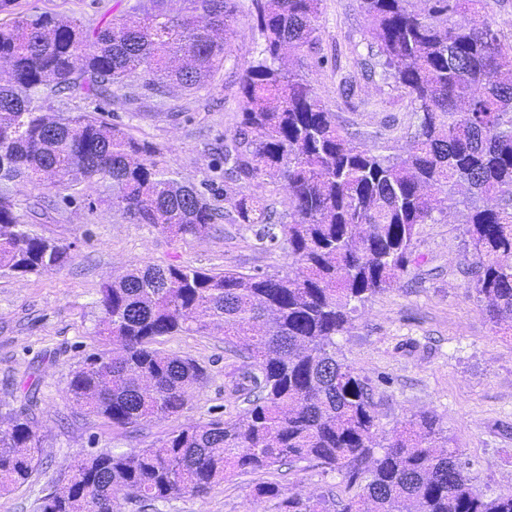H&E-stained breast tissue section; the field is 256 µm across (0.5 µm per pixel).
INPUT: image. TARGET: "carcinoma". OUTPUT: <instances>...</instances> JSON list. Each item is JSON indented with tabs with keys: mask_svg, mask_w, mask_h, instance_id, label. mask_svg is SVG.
<instances>
[{
	"mask_svg": "<svg viewBox=\"0 0 512 512\" xmlns=\"http://www.w3.org/2000/svg\"><path fill=\"white\" fill-rule=\"evenodd\" d=\"M321 0H251L261 42L239 81L241 129L224 146V177L239 196L236 224L262 246L288 244L297 272L209 273L146 264L100 289L93 353L68 392L114 426L137 427L182 412L205 371L155 347L178 333L243 339L253 361L234 391L243 415L172 431L157 445L82 454L44 490L38 512H121L116 494L144 502L202 498L235 474L285 460L341 474L336 502L275 484L258 494L284 512H512V494L484 500L459 450L424 414L381 444L367 384L336 357L356 303L397 285L411 263L416 227L463 206L477 261L476 293L494 323L512 330V42L487 21L459 26L451 15L481 0H361L381 75L406 91L413 122L403 154L369 146L336 125L311 83L285 66L316 43ZM238 0H166L91 27L64 14L0 23V269L39 274L61 268L70 246L19 223L9 184L59 191L77 172L112 181V204L136 224L176 238L209 236L217 212L205 193L181 184L155 149L125 129L79 113L52 119L35 105L45 90L102 95L142 71L163 92L205 86L224 66L226 32ZM281 181L288 221L272 218L252 183ZM499 200L488 208L484 200ZM40 436L32 406L0 414V492L25 483ZM381 453H376V449Z\"/></svg>",
	"mask_w": 512,
	"mask_h": 512,
	"instance_id": "carcinoma-1",
	"label": "carcinoma"
}]
</instances>
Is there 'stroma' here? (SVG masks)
<instances>
[{
	"label": "stroma",
	"mask_w": 512,
	"mask_h": 512,
	"mask_svg": "<svg viewBox=\"0 0 512 512\" xmlns=\"http://www.w3.org/2000/svg\"><path fill=\"white\" fill-rule=\"evenodd\" d=\"M146 0H16L0 23L20 15L59 13L103 26ZM232 20L227 58L205 88L150 90L130 75L103 97L42 92V112L65 118L103 113L136 139L159 150L178 180L207 188L223 218L209 237L173 238L136 224L112 205L109 181L74 177L67 193L54 188L12 190L15 212L34 234L70 243L60 269L20 275L0 269V411L34 405L41 437L39 466L27 483L0 494V512H37L52 478L68 472L78 453L144 448L172 430L242 414L232 393L250 360L237 357L220 336L163 337L166 352L197 361L207 372L183 412L121 428L74 405L71 374L101 349L95 331L103 284L136 263L192 266L215 273L236 270L285 274L281 248L260 249L234 223L233 196L224 192L222 151L241 122L238 77L260 41L248 7ZM368 21L360 0H321L317 40L302 56V72L337 124L352 133L382 131L399 149L408 144L411 107L403 90L370 71ZM466 212L451 208L418 225L413 260L397 286L358 304L336 353L366 380L375 403L378 435L402 429L421 414H435L444 436L468 464L473 491L487 499L512 494V339L486 316V301L472 287L475 258L465 242ZM272 483L305 497L336 498L340 474L312 463L242 474L204 498L145 505L120 499L122 512H279L277 501L257 497Z\"/></svg>",
	"instance_id": "stroma-1"
}]
</instances>
